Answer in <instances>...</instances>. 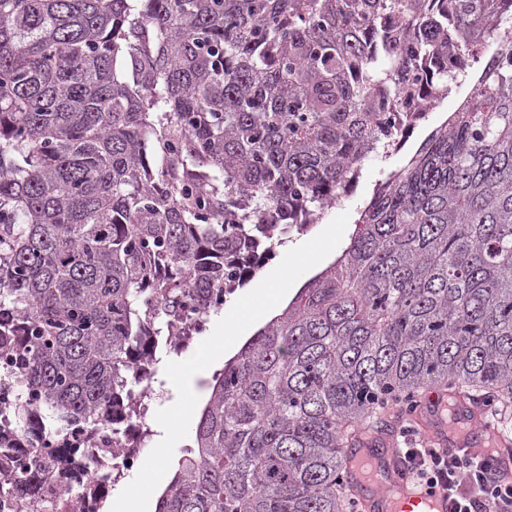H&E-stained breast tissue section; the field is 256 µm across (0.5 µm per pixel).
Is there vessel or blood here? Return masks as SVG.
Instances as JSON below:
<instances>
[{
	"label": "vessel or blood",
	"mask_w": 512,
	"mask_h": 512,
	"mask_svg": "<svg viewBox=\"0 0 512 512\" xmlns=\"http://www.w3.org/2000/svg\"><path fill=\"white\" fill-rule=\"evenodd\" d=\"M457 406L461 429L430 423L426 435L431 445L465 448L477 454L489 447L512 444V439L481 424V410L473 400L459 399ZM345 474L355 490L357 512H449L451 507L447 492H428L404 470L394 442L380 445L367 433L361 434L349 453Z\"/></svg>",
	"instance_id": "obj_1"
}]
</instances>
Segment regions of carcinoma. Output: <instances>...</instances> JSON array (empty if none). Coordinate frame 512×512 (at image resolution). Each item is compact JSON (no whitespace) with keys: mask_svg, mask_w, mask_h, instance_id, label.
Here are the masks:
<instances>
[{"mask_svg":"<svg viewBox=\"0 0 512 512\" xmlns=\"http://www.w3.org/2000/svg\"><path fill=\"white\" fill-rule=\"evenodd\" d=\"M497 0H0V351L24 372L0 449L121 435L186 313L245 285L388 154L448 55L461 111L350 242L207 382L155 512H345V444L442 386L512 411V28Z\"/></svg>","mask_w":512,"mask_h":512,"instance_id":"cac0c4a2","label":"carcinoma"}]
</instances>
